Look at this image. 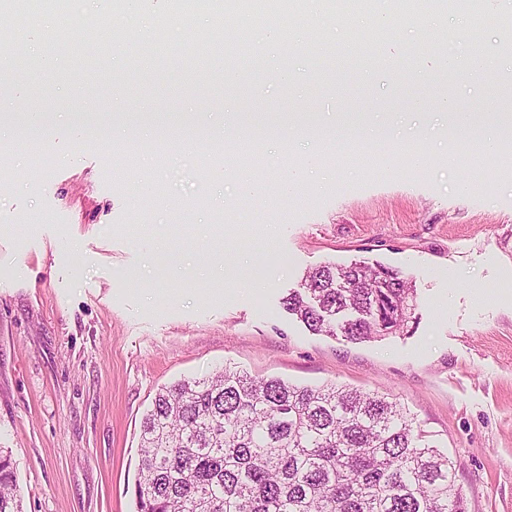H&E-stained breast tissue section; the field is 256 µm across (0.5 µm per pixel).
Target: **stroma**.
<instances>
[{
  "label": "stroma",
  "mask_w": 512,
  "mask_h": 512,
  "mask_svg": "<svg viewBox=\"0 0 512 512\" xmlns=\"http://www.w3.org/2000/svg\"><path fill=\"white\" fill-rule=\"evenodd\" d=\"M334 3L308 7L292 50L272 52L258 30L229 49L221 67L245 59L263 74L232 95L179 83L188 43L213 34L205 14L152 45L141 31L162 6L133 17L75 0L73 38L96 18L136 37L85 62L59 51L52 76L26 27L0 23L23 75L0 85V128L19 134L36 106L49 133L40 152L0 156V449L23 512H134L140 421L158 388L225 367L389 394L453 461L467 512H512V147L457 145L490 133L512 88V6L479 0L477 34L426 9L382 35L370 22L388 0L353 26L347 0ZM313 39L326 50L311 58ZM475 42L482 71H437L439 54ZM450 86L467 121L445 136L413 105ZM387 116L383 135L361 136ZM113 127L137 145L134 166L103 137ZM163 130L177 142L159 155ZM254 132L260 198L240 194L234 170L214 181L208 159L218 138ZM313 151L319 186L283 191L284 168ZM415 152L427 163L413 171ZM359 260L415 289L403 333L353 343L284 308L308 271Z\"/></svg>",
  "instance_id": "obj_1"
}]
</instances>
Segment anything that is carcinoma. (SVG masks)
I'll list each match as a JSON object with an SVG mask.
<instances>
[{"mask_svg":"<svg viewBox=\"0 0 512 512\" xmlns=\"http://www.w3.org/2000/svg\"><path fill=\"white\" fill-rule=\"evenodd\" d=\"M204 0H167L168 12L193 29L210 12L215 35L189 44V81L211 72L199 63L224 54V38L246 45L252 29L292 43L303 0H229L209 11ZM23 15L50 13L48 50L68 42L67 0H0ZM472 26L483 23L476 0H448ZM97 50L128 41L126 27L100 23ZM414 289L380 265L356 261L308 272L283 298L288 313L315 334L370 341L404 330ZM136 512H466L447 454L432 445L399 403L334 384L297 386L224 368L209 379H184L156 393L140 429ZM0 512H22L11 457L0 450Z\"/></svg>","mask_w":512,"mask_h":512,"instance_id":"obj_1","label":"carcinoma"}]
</instances>
